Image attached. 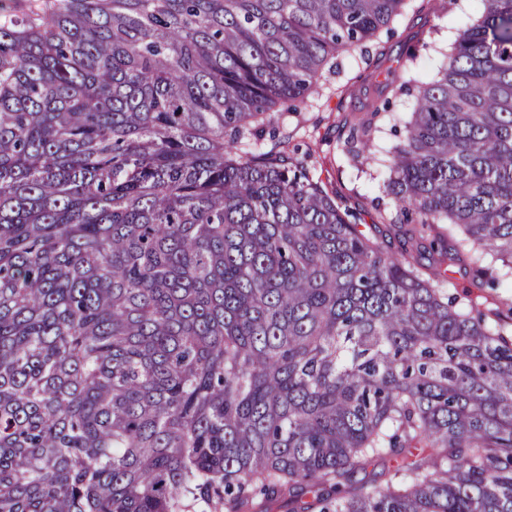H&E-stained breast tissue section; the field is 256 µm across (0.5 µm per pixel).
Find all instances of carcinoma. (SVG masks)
Segmentation results:
<instances>
[{
    "label": "carcinoma",
    "mask_w": 512,
    "mask_h": 512,
    "mask_svg": "<svg viewBox=\"0 0 512 512\" xmlns=\"http://www.w3.org/2000/svg\"><path fill=\"white\" fill-rule=\"evenodd\" d=\"M407 2L0 0V512H512V0L385 86L413 227L245 147Z\"/></svg>",
    "instance_id": "cac0c4a2"
}]
</instances>
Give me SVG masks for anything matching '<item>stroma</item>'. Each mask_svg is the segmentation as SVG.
I'll return each instance as SVG.
<instances>
[{"label":"stroma","mask_w":512,"mask_h":512,"mask_svg":"<svg viewBox=\"0 0 512 512\" xmlns=\"http://www.w3.org/2000/svg\"><path fill=\"white\" fill-rule=\"evenodd\" d=\"M478 9L477 0H460L451 13L443 11L441 0H412L410 10L393 22L391 33H380L370 43L368 55L341 54L337 71L327 75L319 94L295 110L276 114V126L288 135L295 158L306 161L308 179L336 193L359 216L362 227L377 222L380 211L395 209L387 192L390 171L385 159L395 142L393 129L404 128L410 117L409 98H397L386 113L373 140L376 161L351 159L341 151V143L381 88L403 71L407 49L419 50L418 77H434L448 59L460 21L477 16Z\"/></svg>","instance_id":"obj_1"}]
</instances>
